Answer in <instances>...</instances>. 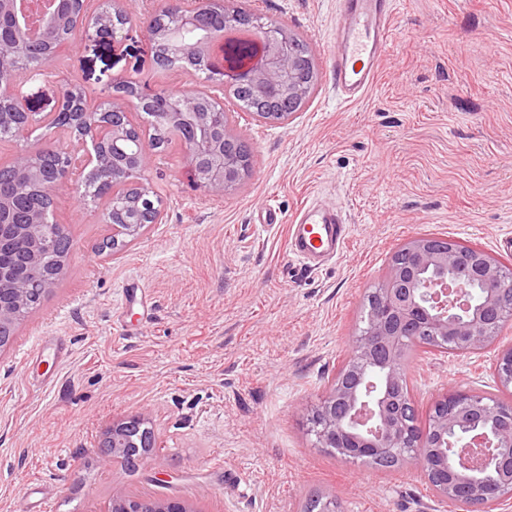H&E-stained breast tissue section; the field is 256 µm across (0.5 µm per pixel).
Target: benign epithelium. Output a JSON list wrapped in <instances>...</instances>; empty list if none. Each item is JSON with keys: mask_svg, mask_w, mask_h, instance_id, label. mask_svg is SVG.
Masks as SVG:
<instances>
[{"mask_svg": "<svg viewBox=\"0 0 512 512\" xmlns=\"http://www.w3.org/2000/svg\"><path fill=\"white\" fill-rule=\"evenodd\" d=\"M50 7L40 19L24 23L17 40L30 46L49 41L52 34L68 32L70 43L77 32L89 39L122 37L131 15L125 0H115V9L65 10L62 0H48ZM213 0H165V6L148 15L151 41L164 35L174 49L177 65L196 55L207 68L211 107L199 110L189 97L168 99L157 87L121 89L107 85L108 110L77 109V87L60 88L52 109L33 112L26 107L23 86L55 71L58 52L39 56L33 67H22L8 82L12 112L0 113V122L26 120L18 134L47 123L57 137L41 142L13 161L21 179H0V349L11 344L17 327L37 308L63 274L70 254L58 265L39 272L44 251L64 234L63 226L34 211L24 224H16L5 202L29 185H41L51 194L68 186L72 172L88 170L86 182H95L99 197L107 200L103 223L112 226V249L136 239L144 225L125 220L117 194L135 192L140 204L155 206L145 179L149 151L156 149L152 129L189 132L186 155L195 182L222 196L243 176V161L234 147L238 140L224 113V90L248 84L267 99L272 110L256 118L284 122L293 108L309 95L298 82V61L291 51L292 35L275 23L249 14L234 17L224 30L241 36L251 47L250 60L235 68L223 64L224 38L206 37L196 45H180L181 32L206 28ZM147 116L148 126L131 124L132 113ZM91 142L84 152L78 146ZM56 155L57 165L47 177L37 163L42 153ZM512 266L488 253L444 239H409L398 247V257L389 262L386 274L370 294L371 312L361 334L352 341L340 377L311 411L309 432L319 448H331L348 461L380 456L413 459L438 496L461 506V512H494L512 499V399L501 400L461 389H449L432 404L423 424L407 423L413 405L402 393L407 346L417 343L442 352L480 351L496 342L498 328L512 321ZM496 375L500 385L512 387V346L498 354ZM143 425L131 417L112 427L102 445L104 460L120 458L127 429ZM107 512H191L178 501L143 506L120 489L113 491Z\"/></svg>", "mask_w": 512, "mask_h": 512, "instance_id": "benign-epithelium-1", "label": "benign epithelium"}]
</instances>
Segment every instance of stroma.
I'll return each mask as SVG.
<instances>
[{"label":"stroma","mask_w":512,"mask_h":512,"mask_svg":"<svg viewBox=\"0 0 512 512\" xmlns=\"http://www.w3.org/2000/svg\"><path fill=\"white\" fill-rule=\"evenodd\" d=\"M161 4L132 0L120 42L60 52L58 78L89 109L113 78L199 88L189 73L157 71L145 15ZM250 5L306 40L315 89L283 124L226 103L252 162L224 195L193 181L181 142L154 153L145 175L162 221L117 253L101 249L106 200L58 191L53 219L73 254L0 350V512H106L117 489L194 512H304L312 494L338 512H451L415 461H347L316 447L305 417L400 244L447 237L512 265L501 245L512 237V0H400L375 85L354 103L330 77L337 0ZM314 191L344 206L349 237L309 271L287 232ZM266 203L279 222L265 230ZM128 280L147 289L149 308L121 302ZM44 336L66 338L65 361L40 353ZM511 346L512 322L478 352L421 349L408 368L420 414L452 387L512 397L494 371ZM135 415L154 433L147 461L103 460L106 433Z\"/></svg>","instance_id":"1"}]
</instances>
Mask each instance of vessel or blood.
I'll use <instances>...</instances> for the list:
<instances>
[{
    "mask_svg": "<svg viewBox=\"0 0 512 512\" xmlns=\"http://www.w3.org/2000/svg\"><path fill=\"white\" fill-rule=\"evenodd\" d=\"M397 0H338L332 78L343 101L365 96L390 46ZM348 238L343 208L324 200L304 201L288 226L290 255L319 269L336 258Z\"/></svg>",
    "mask_w": 512,
    "mask_h": 512,
    "instance_id": "vessel-or-blood-1",
    "label": "vessel or blood"
}]
</instances>
